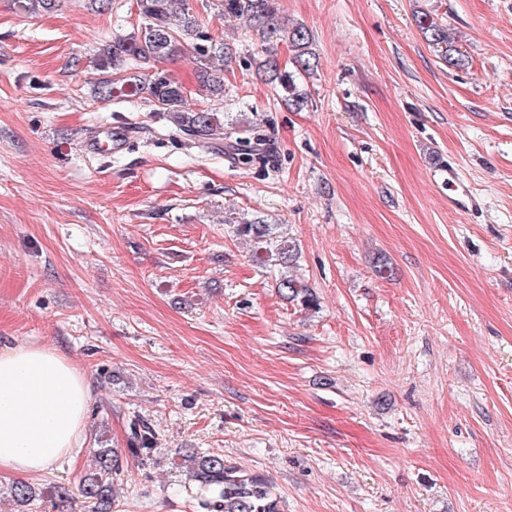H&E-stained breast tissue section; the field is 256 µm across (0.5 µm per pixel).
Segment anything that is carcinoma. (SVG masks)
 Listing matches in <instances>:
<instances>
[{
	"label": "carcinoma",
	"mask_w": 512,
	"mask_h": 512,
	"mask_svg": "<svg viewBox=\"0 0 512 512\" xmlns=\"http://www.w3.org/2000/svg\"><path fill=\"white\" fill-rule=\"evenodd\" d=\"M144 23L137 29L112 38L95 55L96 70L102 72L96 94L102 101L136 98L143 95L162 112L178 130L193 137L201 145L213 140L235 139L241 147L240 156L248 163L254 161L251 150L243 147L235 128L224 125L212 111L191 105L183 86L169 74L157 69V64L173 60L188 49L204 59L200 81L210 96L224 97V77L219 68L209 66L217 60L231 61L226 43L213 39L201 30L198 18L191 12L187 0H137ZM224 14L243 19L259 36L261 58L255 61L257 73L276 83L284 101L296 108L307 103V93L296 83L295 75L281 69L278 45L287 41L293 52L297 71L311 73L316 64L312 37L302 26L286 28L282 24L276 0H222ZM60 6V0H18L24 12H49ZM417 23L428 44L445 61L460 65V50L448 34V28L437 23L428 14L417 17ZM239 237L253 245L254 257L261 262H273L283 268L295 265L298 248L294 241L274 236L272 225L262 218L240 221L236 224ZM279 291L294 302L311 307L315 298L304 282L289 274L277 283ZM185 479L200 495L213 497L205 502L217 512H280V497L267 480L224 462V456L191 452L182 456ZM121 472L118 453L112 448H101L96 454V470L85 475L78 487L79 495L89 504L90 512H112L116 497L115 477ZM8 497L16 507L23 509L34 500L35 490L22 482L7 487Z\"/></svg>",
	"instance_id": "1"
}]
</instances>
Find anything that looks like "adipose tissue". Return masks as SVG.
Returning <instances> with one entry per match:
<instances>
[{"mask_svg": "<svg viewBox=\"0 0 512 512\" xmlns=\"http://www.w3.org/2000/svg\"><path fill=\"white\" fill-rule=\"evenodd\" d=\"M88 379L55 349L0 352V470L39 473L68 456L85 426Z\"/></svg>", "mask_w": 512, "mask_h": 512, "instance_id": "ef3b65f1", "label": "adipose tissue"}]
</instances>
